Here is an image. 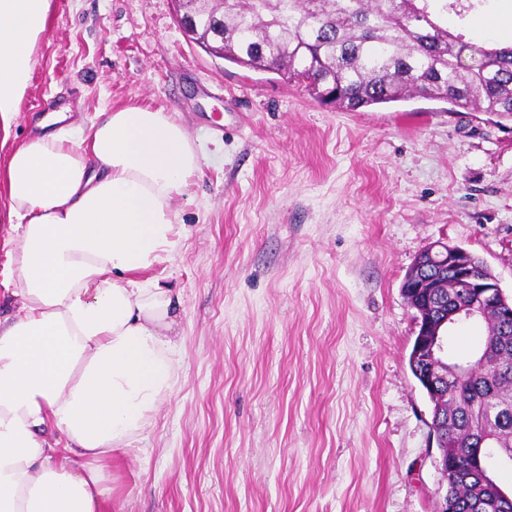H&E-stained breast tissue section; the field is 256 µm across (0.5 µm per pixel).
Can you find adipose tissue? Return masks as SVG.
Here are the masks:
<instances>
[{"mask_svg":"<svg viewBox=\"0 0 512 512\" xmlns=\"http://www.w3.org/2000/svg\"><path fill=\"white\" fill-rule=\"evenodd\" d=\"M50 0H0V136L29 84ZM200 159L169 113L102 109L13 150L16 316L0 319V512H101L107 462L172 381L180 297L144 271L181 236Z\"/></svg>","mask_w":512,"mask_h":512,"instance_id":"obj_1","label":"adipose tissue"}]
</instances>
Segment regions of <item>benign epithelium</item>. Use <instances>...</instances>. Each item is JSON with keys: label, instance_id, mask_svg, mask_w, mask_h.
<instances>
[{"label": "benign epithelium", "instance_id": "7a95c632", "mask_svg": "<svg viewBox=\"0 0 512 512\" xmlns=\"http://www.w3.org/2000/svg\"><path fill=\"white\" fill-rule=\"evenodd\" d=\"M180 27L186 36L193 35L195 17L210 0H174ZM471 252L459 245L436 241L415 258L406 274L401 292L412 297L418 311H423L417 297L440 287L438 276L451 268L460 300L454 310L439 322L432 318H417V340L413 362L424 371L422 379L432 394L438 382L448 378V326L480 320L485 307L492 305L505 317L512 316V300L502 290L499 279L485 266L470 261Z\"/></svg>", "mask_w": 512, "mask_h": 512}]
</instances>
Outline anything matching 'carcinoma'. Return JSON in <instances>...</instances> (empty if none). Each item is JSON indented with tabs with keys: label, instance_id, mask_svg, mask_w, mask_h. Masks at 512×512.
Segmentation results:
<instances>
[{
	"label": "carcinoma",
	"instance_id": "cac0c4a2",
	"mask_svg": "<svg viewBox=\"0 0 512 512\" xmlns=\"http://www.w3.org/2000/svg\"><path fill=\"white\" fill-rule=\"evenodd\" d=\"M450 9L462 15L463 0H224L192 41L204 44L221 14L224 60L302 82L324 104L356 111L423 96L512 122V48L464 41L448 30ZM492 319L475 353L448 355L462 378L441 386L448 414L434 427L457 447L446 478L454 512H512V495L487 492L501 489L487 461L512 468V320Z\"/></svg>",
	"mask_w": 512,
	"mask_h": 512
}]
</instances>
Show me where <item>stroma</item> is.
Returning a JSON list of instances; mask_svg holds the SVG:
<instances>
[{"label":"stroma","mask_w":512,"mask_h":512,"mask_svg":"<svg viewBox=\"0 0 512 512\" xmlns=\"http://www.w3.org/2000/svg\"><path fill=\"white\" fill-rule=\"evenodd\" d=\"M0 166L46 114L150 106L200 168L180 247L174 376L109 464L103 512H436L431 405L400 287L445 240L512 295V123L415 97L350 112L213 57L173 0H50Z\"/></svg>","instance_id":"obj_1"}]
</instances>
